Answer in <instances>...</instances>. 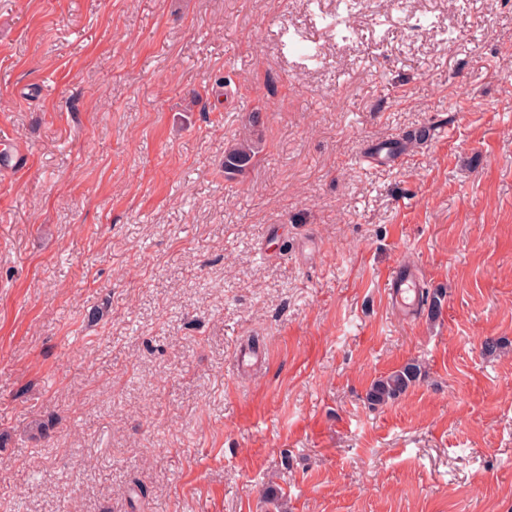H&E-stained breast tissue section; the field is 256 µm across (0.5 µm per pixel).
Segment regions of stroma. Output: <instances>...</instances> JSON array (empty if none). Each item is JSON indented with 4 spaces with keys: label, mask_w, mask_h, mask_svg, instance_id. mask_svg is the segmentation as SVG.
<instances>
[{
    "label": "stroma",
    "mask_w": 512,
    "mask_h": 512,
    "mask_svg": "<svg viewBox=\"0 0 512 512\" xmlns=\"http://www.w3.org/2000/svg\"><path fill=\"white\" fill-rule=\"evenodd\" d=\"M1 144L0 512H512V0H0ZM254 130L250 131L248 138L242 139L232 145L224 153V173L235 175L243 173L247 167L253 164L258 148L252 136ZM417 284V277L403 267H398L389 278L394 305L406 315L411 314L409 300ZM422 370L419 364L409 362L400 369L373 381L366 394L371 406L385 405L399 399L420 380Z\"/></svg>",
    "instance_id": "stroma-1"
}]
</instances>
